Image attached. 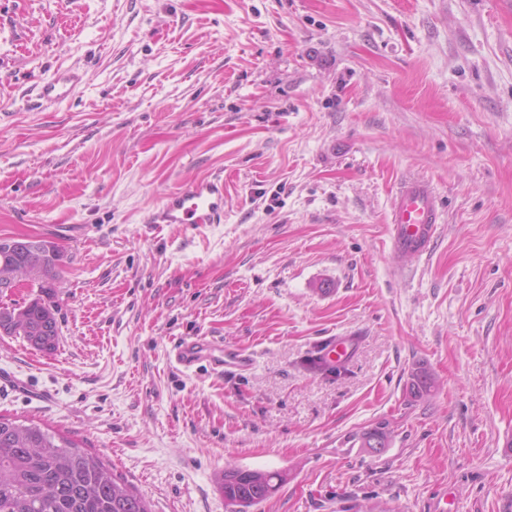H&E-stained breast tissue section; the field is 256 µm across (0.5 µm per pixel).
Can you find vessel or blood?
<instances>
[{"label": "vessel or blood", "instance_id": "vessel-or-blood-1", "mask_svg": "<svg viewBox=\"0 0 512 512\" xmlns=\"http://www.w3.org/2000/svg\"><path fill=\"white\" fill-rule=\"evenodd\" d=\"M82 77L73 69L59 70L39 79V97L52 105L69 97ZM224 218V182L200 179L164 197L152 212L154 224H218ZM445 220V207L433 187L418 178H406L398 186L391 215L392 247L398 258L429 254L439 224ZM175 363L191 370L201 361H209L213 370H242L250 358L244 352L227 350L201 339L179 343L173 353Z\"/></svg>", "mask_w": 512, "mask_h": 512}]
</instances>
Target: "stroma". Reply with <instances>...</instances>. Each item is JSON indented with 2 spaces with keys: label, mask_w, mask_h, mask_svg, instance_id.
Segmentation results:
<instances>
[{
  "label": "stroma",
  "mask_w": 512,
  "mask_h": 512,
  "mask_svg": "<svg viewBox=\"0 0 512 512\" xmlns=\"http://www.w3.org/2000/svg\"><path fill=\"white\" fill-rule=\"evenodd\" d=\"M68 68L83 83L40 107L37 77ZM407 175L448 215L401 267ZM201 178L221 223H149ZM16 237L64 253L60 340L0 336V415L152 512H226L228 467L287 471L251 512H512V0H0ZM191 336L250 364L182 373ZM341 336L345 373L311 371Z\"/></svg>",
  "instance_id": "1"
}]
</instances>
